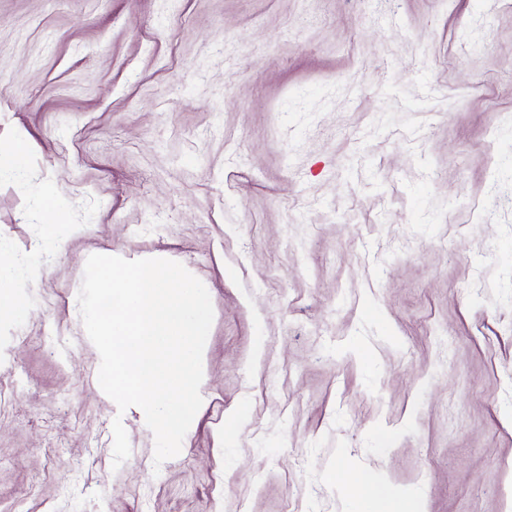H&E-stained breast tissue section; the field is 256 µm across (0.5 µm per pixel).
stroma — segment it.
<instances>
[{
	"label": "stroma",
	"instance_id": "stroma-1",
	"mask_svg": "<svg viewBox=\"0 0 512 512\" xmlns=\"http://www.w3.org/2000/svg\"><path fill=\"white\" fill-rule=\"evenodd\" d=\"M18 136L0 243L42 273L0 325V512H357L359 473L512 512V0H0ZM93 254L211 297L159 465L96 386Z\"/></svg>",
	"mask_w": 512,
	"mask_h": 512
}]
</instances>
